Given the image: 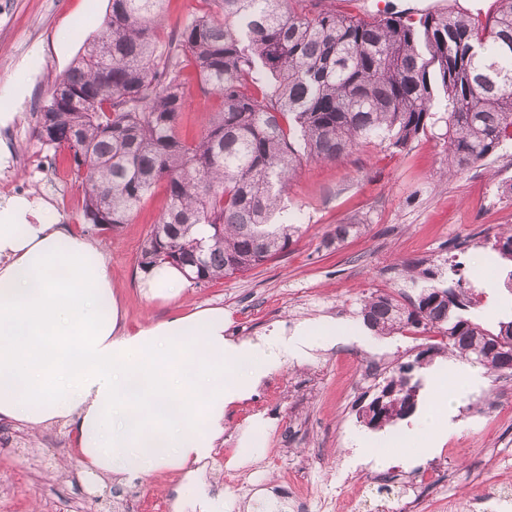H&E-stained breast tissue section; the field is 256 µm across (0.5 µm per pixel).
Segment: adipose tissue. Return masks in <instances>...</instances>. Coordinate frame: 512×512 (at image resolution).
<instances>
[{
    "mask_svg": "<svg viewBox=\"0 0 512 512\" xmlns=\"http://www.w3.org/2000/svg\"><path fill=\"white\" fill-rule=\"evenodd\" d=\"M187 282L163 264L140 290L169 298ZM226 329L216 307L126 329L101 248L58 227L40 198L0 202V419L34 432L69 426L87 475L180 471L198 483L200 512H224L201 478L227 409L339 335L332 323L250 338ZM435 402L407 433L409 451L430 453L447 432L450 396Z\"/></svg>",
    "mask_w": 512,
    "mask_h": 512,
    "instance_id": "adipose-tissue-1",
    "label": "adipose tissue"
}]
</instances>
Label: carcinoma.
Returning <instances> with one entry per match:
<instances>
[{"instance_id":"obj_1","label":"carcinoma","mask_w":512,"mask_h":512,"mask_svg":"<svg viewBox=\"0 0 512 512\" xmlns=\"http://www.w3.org/2000/svg\"><path fill=\"white\" fill-rule=\"evenodd\" d=\"M166 0H109L101 35L55 82L37 116L39 141L68 152L84 187L86 223L130 222L155 185L168 205L151 225L138 264L186 267L206 283L244 275L288 250L300 225L282 218L288 182L305 161H335L363 142L402 150L424 131L438 94L447 101L448 173L456 175L512 142V0H495L482 22L450 10L364 19L299 0H208L166 39ZM219 100L199 138L177 121L188 101L184 71ZM338 224L325 244L358 233ZM446 288L423 287L408 303L374 294L366 328L387 336L436 329L452 355L512 374V320L495 331L464 315L477 286L451 269ZM487 347L482 360L474 347ZM442 347L401 364L359 410L369 428L410 417L412 372Z\"/></svg>"}]
</instances>
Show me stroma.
I'll return each instance as SVG.
<instances>
[{"label": "stroma", "instance_id": "35a3bbf8", "mask_svg": "<svg viewBox=\"0 0 512 512\" xmlns=\"http://www.w3.org/2000/svg\"><path fill=\"white\" fill-rule=\"evenodd\" d=\"M107 5L0 0V87L27 81L23 101L0 97V112L13 115L0 126V201L26 186L47 203L57 223L99 246L128 329L200 306L223 308L231 336L254 337L282 322H333L349 332L304 362H288L229 413L224 443L204 474L212 494L223 497L224 512H267V501L242 491L257 480L281 489L299 484L313 497L333 500L351 496L377 475L412 479V488L397 486L390 494L394 512L406 506L411 512H448L449 497H472L493 481L512 480V376L497 378L478 366L471 382L449 380L458 395L453 427L431 455L410 465L385 444L414 429V418L370 429L357 414L361 398L374 394L393 369L443 340L435 329L376 336L364 326L360 311L370 294L402 299L418 293L402 272L405 264L422 261L435 273L432 286L442 288L448 260L456 258L462 275L476 279L481 292L473 319L489 329L512 320V290L503 286L512 263L493 261L491 250L495 234L512 229V144L447 176L446 110L437 105L424 132L404 150L377 139L335 162L303 163L285 195L288 218L301 232L282 256L243 275L188 284L171 299L146 301L138 287V257L166 205L164 186L155 188L129 223L111 232L94 228L84 222L83 188L66 152L47 150L34 135L53 81L101 33ZM350 223L360 225L358 234L324 247L335 225ZM255 415L265 427L254 442ZM243 447L249 454L239 481L225 482L224 456ZM272 448L280 452V465L267 461ZM360 448L380 449L379 461L355 465ZM422 470L431 474V485L415 483ZM133 492L139 512H164L165 502L190 494L181 475L168 470L133 488L110 477L88 481L66 426L34 435L0 421V512H55L61 498L71 512H115Z\"/></svg>", "mask_w": 512, "mask_h": 512}]
</instances>
